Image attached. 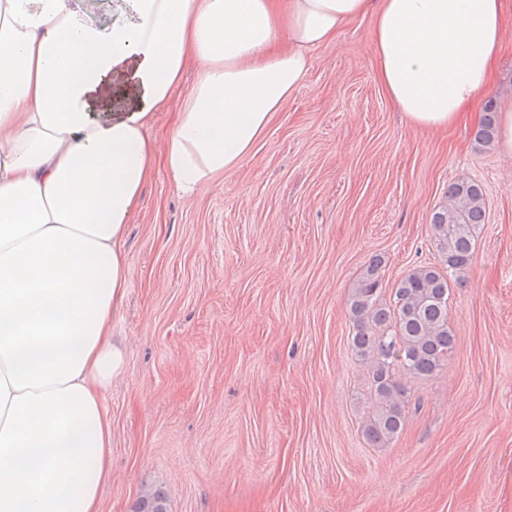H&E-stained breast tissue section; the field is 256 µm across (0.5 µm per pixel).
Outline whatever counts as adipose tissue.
Masks as SVG:
<instances>
[{
  "label": "adipose tissue",
  "mask_w": 512,
  "mask_h": 512,
  "mask_svg": "<svg viewBox=\"0 0 512 512\" xmlns=\"http://www.w3.org/2000/svg\"><path fill=\"white\" fill-rule=\"evenodd\" d=\"M0 0V512H101L123 365L127 226L156 168L192 199L233 170L307 77L310 50L374 17L379 82L446 130L489 84L512 0ZM163 140L148 134L188 61Z\"/></svg>",
  "instance_id": "ef3b65f1"
}]
</instances>
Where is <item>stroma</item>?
<instances>
[{
	"mask_svg": "<svg viewBox=\"0 0 512 512\" xmlns=\"http://www.w3.org/2000/svg\"><path fill=\"white\" fill-rule=\"evenodd\" d=\"M372 26L312 50L251 153L197 197L162 172L146 185L104 394L102 512L156 484L171 512H512V160L470 138L488 99H512V12L491 86L448 133L387 98ZM460 178L488 209L452 290L456 346L439 376L409 380L404 430L374 448L348 298L373 255L387 289L434 262L430 216Z\"/></svg>",
	"mask_w": 512,
	"mask_h": 512,
	"instance_id": "obj_1",
	"label": "stroma"
}]
</instances>
